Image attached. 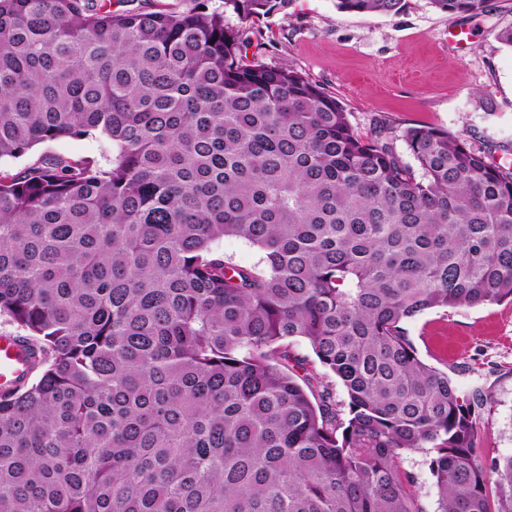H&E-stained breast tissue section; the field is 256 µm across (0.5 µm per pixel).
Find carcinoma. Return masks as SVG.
Wrapping results in <instances>:
<instances>
[{
    "instance_id": "carcinoma-1",
    "label": "carcinoma",
    "mask_w": 512,
    "mask_h": 512,
    "mask_svg": "<svg viewBox=\"0 0 512 512\" xmlns=\"http://www.w3.org/2000/svg\"><path fill=\"white\" fill-rule=\"evenodd\" d=\"M291 2L0 0V159L112 140L107 166L0 171V319L31 360L0 392V512H423L419 448L436 512H512L487 395L406 328L512 303V171L443 128L363 135L298 71L241 64ZM227 238L262 265H229ZM299 338L343 403L290 371ZM430 455L427 450L420 449L407 454L402 461V468L415 475L420 488L421 500L426 512H435L436 496L433 477L429 470Z\"/></svg>"
}]
</instances>
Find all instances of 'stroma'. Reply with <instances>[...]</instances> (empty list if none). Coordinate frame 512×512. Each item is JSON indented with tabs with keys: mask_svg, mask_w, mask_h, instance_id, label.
Masks as SVG:
<instances>
[{
	"mask_svg": "<svg viewBox=\"0 0 512 512\" xmlns=\"http://www.w3.org/2000/svg\"><path fill=\"white\" fill-rule=\"evenodd\" d=\"M489 14L462 18L430 0H406L395 16L342 13L334 0H292L287 14L256 20L244 63L261 59L302 73L344 104L370 134L384 121L403 133L429 125L462 134L488 161L512 168V49L495 38L512 24V0H490ZM60 154L106 162L101 133L37 145L0 159L16 170L31 156ZM421 357L460 384L481 379L491 395L484 415L487 456L512 453V304L436 309L408 322Z\"/></svg>",
	"mask_w": 512,
	"mask_h": 512,
	"instance_id": "obj_1",
	"label": "stroma"
}]
</instances>
